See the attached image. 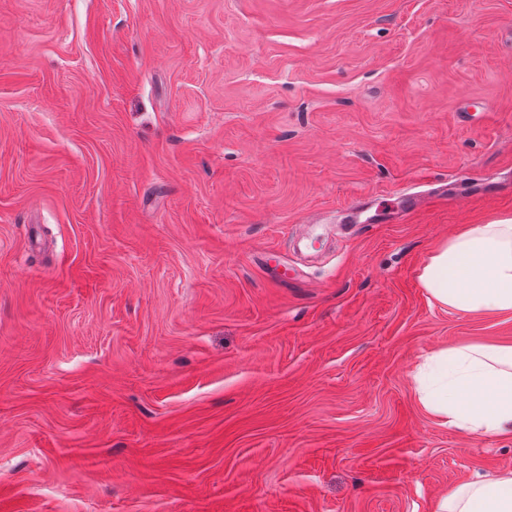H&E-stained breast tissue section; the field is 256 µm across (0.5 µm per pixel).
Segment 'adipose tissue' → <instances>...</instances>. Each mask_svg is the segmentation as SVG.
I'll return each mask as SVG.
<instances>
[{"label":"adipose tissue","mask_w":512,"mask_h":512,"mask_svg":"<svg viewBox=\"0 0 512 512\" xmlns=\"http://www.w3.org/2000/svg\"><path fill=\"white\" fill-rule=\"evenodd\" d=\"M430 303L462 315L512 316V217L445 239L418 270ZM420 406L476 439L512 432V345L466 343L424 354ZM432 512H512V470L453 485Z\"/></svg>","instance_id":"obj_1"}]
</instances>
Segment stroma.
Masks as SVG:
<instances>
[{
  "mask_svg": "<svg viewBox=\"0 0 512 512\" xmlns=\"http://www.w3.org/2000/svg\"><path fill=\"white\" fill-rule=\"evenodd\" d=\"M510 216L512 0H0V512H431L512 470L412 381L512 344L416 276Z\"/></svg>",
  "mask_w": 512,
  "mask_h": 512,
  "instance_id": "35a3bbf8",
  "label": "stroma"
}]
</instances>
